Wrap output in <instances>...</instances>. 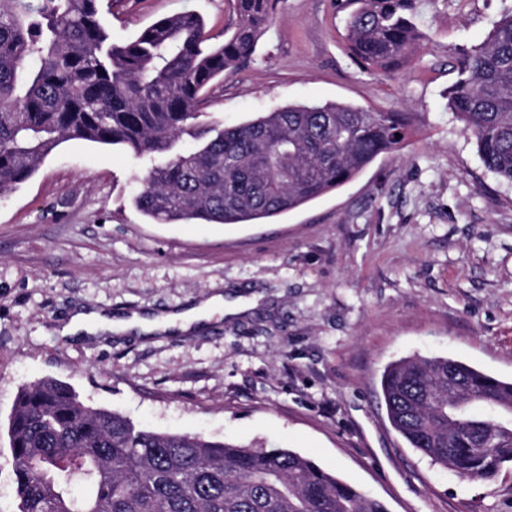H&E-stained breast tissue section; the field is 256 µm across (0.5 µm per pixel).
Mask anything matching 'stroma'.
<instances>
[{
  "instance_id": "obj_1",
  "label": "stroma",
  "mask_w": 512,
  "mask_h": 512,
  "mask_svg": "<svg viewBox=\"0 0 512 512\" xmlns=\"http://www.w3.org/2000/svg\"><path fill=\"white\" fill-rule=\"evenodd\" d=\"M512 0H419L432 41L394 74L348 56L341 0H284L251 61L208 89L227 125L293 103L415 119L406 146L339 189L258 224H151L134 204L148 160L61 144L0 195V512H18L6 433L19 387L52 377L158 432L281 446L388 512H512V469L468 480L390 425L380 378L416 354L512 381V185L483 166L448 109L464 50ZM201 15L224 41L234 0H110L113 41ZM259 295L186 333L65 336L71 315L167 313Z\"/></svg>"
}]
</instances>
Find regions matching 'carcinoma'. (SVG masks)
<instances>
[{
	"label": "carcinoma",
	"instance_id": "obj_1",
	"mask_svg": "<svg viewBox=\"0 0 512 512\" xmlns=\"http://www.w3.org/2000/svg\"><path fill=\"white\" fill-rule=\"evenodd\" d=\"M347 54L391 74L425 47L417 0H348ZM278 0H235L214 44L203 18H162L112 42L100 0H0V192L70 140L153 161L134 198L156 224H246L293 210L405 146L407 112L303 103L235 125L198 123L207 86L251 60ZM448 106L485 168L512 184V13L464 53ZM196 140L180 151L183 136ZM409 447L461 477L512 465V382L410 357L381 379ZM19 512H387L289 448L159 433L84 403L51 378L21 387L7 426Z\"/></svg>",
	"mask_w": 512,
	"mask_h": 512
}]
</instances>
